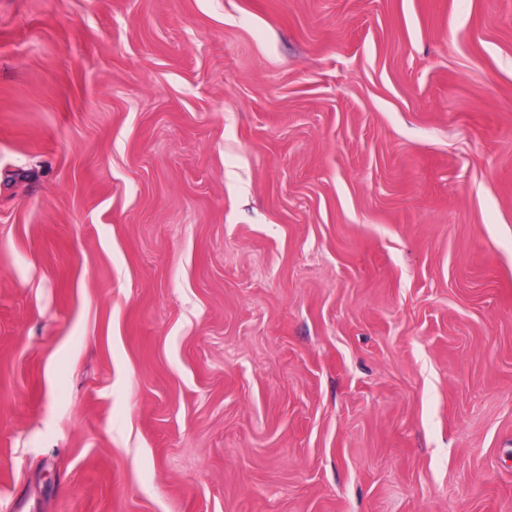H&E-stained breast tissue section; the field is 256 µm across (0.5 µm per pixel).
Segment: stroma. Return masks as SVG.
<instances>
[{"label": "stroma", "mask_w": 512, "mask_h": 512, "mask_svg": "<svg viewBox=\"0 0 512 512\" xmlns=\"http://www.w3.org/2000/svg\"><path fill=\"white\" fill-rule=\"evenodd\" d=\"M0 512H512V0H0Z\"/></svg>", "instance_id": "1"}]
</instances>
